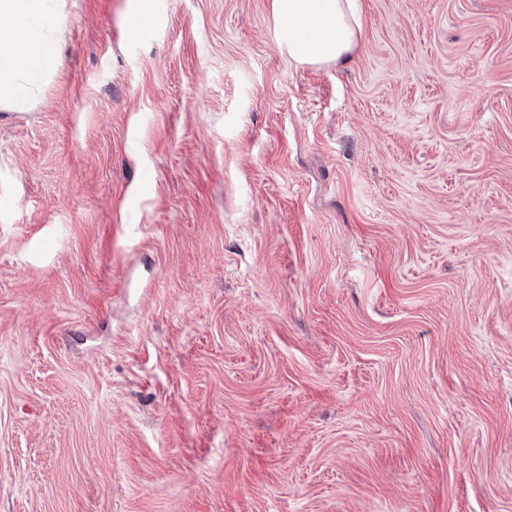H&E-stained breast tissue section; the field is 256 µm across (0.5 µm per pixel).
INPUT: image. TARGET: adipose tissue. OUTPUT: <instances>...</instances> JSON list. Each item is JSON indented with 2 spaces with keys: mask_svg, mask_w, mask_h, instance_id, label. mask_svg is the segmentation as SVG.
Returning a JSON list of instances; mask_svg holds the SVG:
<instances>
[{
  "mask_svg": "<svg viewBox=\"0 0 512 512\" xmlns=\"http://www.w3.org/2000/svg\"><path fill=\"white\" fill-rule=\"evenodd\" d=\"M63 0H0V108L31 98L49 75L56 44L46 19H60ZM280 48L310 66L351 55L362 34V0H271Z\"/></svg>",
  "mask_w": 512,
  "mask_h": 512,
  "instance_id": "adipose-tissue-1",
  "label": "adipose tissue"
}]
</instances>
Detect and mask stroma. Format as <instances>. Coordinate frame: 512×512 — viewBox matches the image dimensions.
<instances>
[{"label":"stroma","mask_w":512,"mask_h":512,"mask_svg":"<svg viewBox=\"0 0 512 512\" xmlns=\"http://www.w3.org/2000/svg\"><path fill=\"white\" fill-rule=\"evenodd\" d=\"M68 0L0 109V512H512V0ZM280 48L288 59L324 66L347 58L362 34V0H271Z\"/></svg>","instance_id":"1"}]
</instances>
